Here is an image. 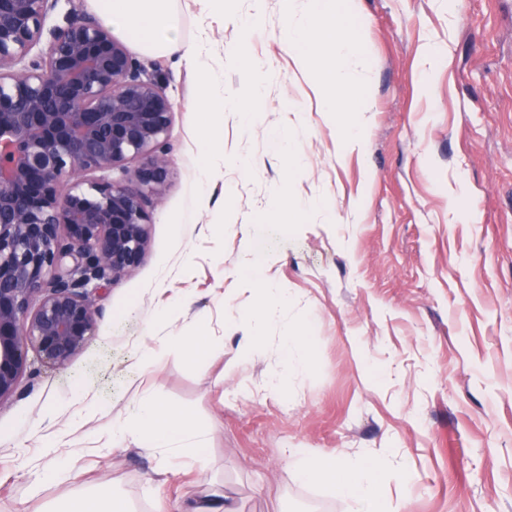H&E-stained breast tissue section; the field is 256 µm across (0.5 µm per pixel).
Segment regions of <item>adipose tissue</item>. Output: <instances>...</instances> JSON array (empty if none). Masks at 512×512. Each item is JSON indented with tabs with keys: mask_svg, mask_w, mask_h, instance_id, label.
<instances>
[{
	"mask_svg": "<svg viewBox=\"0 0 512 512\" xmlns=\"http://www.w3.org/2000/svg\"><path fill=\"white\" fill-rule=\"evenodd\" d=\"M96 4L101 19L143 49L176 55L197 64L196 109L212 117L203 134L206 156H213L217 149L220 124L214 119L216 113L233 105L246 119L254 118L256 108L252 100L233 102L215 94L213 74L203 59L202 46L183 42L177 35L179 20L171 0H96ZM289 4L303 8L286 44L296 66L328 84V111L354 112L355 87L349 71L357 59L358 40L353 26L345 19V0H289ZM244 284L260 300L258 320L277 316L287 308V290L267 283L259 267H252ZM129 437L144 449L177 446L187 467L201 466L208 458L205 441L192 419L147 396L135 403L125 423L112 427L113 447H122ZM288 458L299 477L331 482L339 495L355 502L357 512H383L379 490L388 474L383 462L363 456L344 462L310 448L289 449Z\"/></svg>",
	"mask_w": 512,
	"mask_h": 512,
	"instance_id": "1",
	"label": "adipose tissue"
}]
</instances>
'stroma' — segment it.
I'll return each mask as SVG.
<instances>
[{"mask_svg": "<svg viewBox=\"0 0 512 512\" xmlns=\"http://www.w3.org/2000/svg\"><path fill=\"white\" fill-rule=\"evenodd\" d=\"M179 36L201 43L225 96H248L265 72L259 114H224L217 168L205 169L193 108L195 66L128 49L159 67L173 106L168 190L147 206L143 263L89 285L93 336L66 368L29 350L0 401V512H50L111 488L134 512L157 495L222 485L239 512H353L324 482L300 479L292 448L350 460L392 457L387 512H512V0H354L367 57L356 72L370 108L362 146L344 154L327 90L283 44L281 0H172ZM260 10L245 62L229 55L237 21ZM95 0H56L33 55ZM299 167L287 173L278 142ZM327 198L331 212L316 208ZM253 251L289 304L246 358L243 314L256 298L233 275ZM305 331V369L284 391L266 379L285 331ZM224 344L213 362L173 347L141 369L138 349L161 336ZM108 413L71 436L68 476L34 490L40 445L68 422L78 390ZM149 393L190 416L205 467L158 486L160 452L113 447L110 427Z\"/></svg>", "mask_w": 512, "mask_h": 512, "instance_id": "stroma-1", "label": "stroma"}]
</instances>
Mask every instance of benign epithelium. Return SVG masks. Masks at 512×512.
I'll return each instance as SVG.
<instances>
[{
	"label": "benign epithelium",
	"instance_id": "obj_1",
	"mask_svg": "<svg viewBox=\"0 0 512 512\" xmlns=\"http://www.w3.org/2000/svg\"><path fill=\"white\" fill-rule=\"evenodd\" d=\"M51 2L0 0V402L28 347L58 368L85 347L87 287L142 264L168 186L172 103L110 30L71 20L29 58ZM137 157L133 185L88 179Z\"/></svg>",
	"mask_w": 512,
	"mask_h": 512
}]
</instances>
